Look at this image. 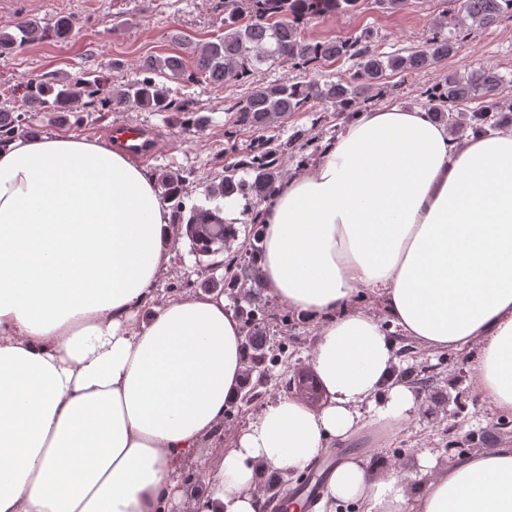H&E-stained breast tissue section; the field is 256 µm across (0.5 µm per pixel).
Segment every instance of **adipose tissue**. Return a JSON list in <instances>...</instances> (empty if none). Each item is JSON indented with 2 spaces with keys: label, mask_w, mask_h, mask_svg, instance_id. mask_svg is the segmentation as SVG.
<instances>
[{
  "label": "adipose tissue",
  "mask_w": 512,
  "mask_h": 512,
  "mask_svg": "<svg viewBox=\"0 0 512 512\" xmlns=\"http://www.w3.org/2000/svg\"><path fill=\"white\" fill-rule=\"evenodd\" d=\"M172 222L154 176L105 141L0 147V512H171L186 460L221 436L243 330L220 294L155 305ZM263 227L266 292L317 325L328 402L266 407L213 460L194 512H264L259 470H305L365 417L415 411L393 339L354 305L365 289L424 347L473 350L475 394L512 414V129L459 142L421 109L361 113L278 184ZM418 464L409 497L396 473L343 460L315 512H512V446Z\"/></svg>",
  "instance_id": "ef3b65f1"
}]
</instances>
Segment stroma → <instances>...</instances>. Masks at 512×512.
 <instances>
[{"label": "stroma", "mask_w": 512, "mask_h": 512, "mask_svg": "<svg viewBox=\"0 0 512 512\" xmlns=\"http://www.w3.org/2000/svg\"><path fill=\"white\" fill-rule=\"evenodd\" d=\"M217 0H0V32H13L21 15L44 22L61 16H75L79 24L72 35L58 41H42L22 52L0 58V83L16 82L41 76L94 74L106 88H114L136 77L140 62L147 56L180 54L191 59L195 44L211 41L222 32ZM460 13L457 6L443 0H408L399 10L378 8L373 0H364L352 14L312 19L302 29L303 36L314 42L343 40L369 33L379 50L385 53L404 51L425 40L434 21L455 25ZM120 61L122 70L112 68ZM495 69L512 82V15H503L491 27H473L460 41L456 53L421 75L387 74L382 92L371 100L374 108L397 105L421 107L423 86L444 80L448 74H466L472 69ZM180 97L204 109L208 126L201 131L181 126L175 113L147 112L135 107L109 112L76 126L61 121L59 113L41 112L36 116L39 133H74L108 140L112 126L121 124L155 131L160 147L144 159L149 171L160 168L190 170L194 181L188 187V202L215 208L207 191L218 173L214 158L229 154L231 148L242 149L254 137L249 129L238 131L235 140L225 135L228 116L224 102L242 95L240 87H213L170 79L166 82ZM167 246L173 253L168 269L157 282L155 302L162 305L179 295L198 291L202 282L221 281L224 272L207 268L191 251L184 230L170 225ZM244 288L225 294L228 307L259 308L269 317L266 326L270 341L287 349L285 364L270 372L258 386L262 397L250 406L232 405L224 416V438L245 429L264 406L278 398L295 397L296 389L288 381L299 371L311 369L310 353L318 328L315 324L288 313L267 293L256 265H246L241 274ZM399 374L410 386L419 378L432 379L433 385L420 393L414 414L401 425L370 422L348 443L337 448L338 458L356 456L383 476L397 469L405 493L419 490L424 481L416 458L429 451L438 469L451 466L458 457L479 448L512 445V425L499 428V417L473 396V378H466L457 388H449L459 370L469 368L468 352L433 351L422 347L398 328H391Z\"/></svg>", "instance_id": "obj_1"}]
</instances>
